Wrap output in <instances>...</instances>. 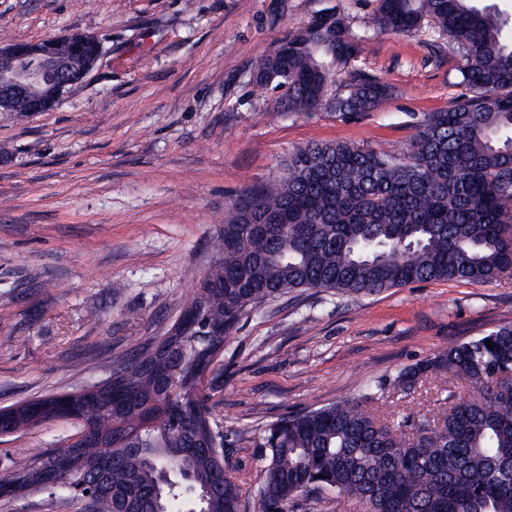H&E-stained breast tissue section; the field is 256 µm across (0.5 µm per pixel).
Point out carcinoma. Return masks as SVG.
Instances as JSON below:
<instances>
[{"label":"carcinoma","instance_id":"carcinoma-1","mask_svg":"<svg viewBox=\"0 0 512 512\" xmlns=\"http://www.w3.org/2000/svg\"><path fill=\"white\" fill-rule=\"evenodd\" d=\"M476 0H377L379 34L426 30L458 56L463 92L423 115L400 154L350 143L297 148L285 173L227 208L215 260L157 344L118 362L112 387L72 397L79 432L101 447L76 448L58 483L55 455L23 456L0 484L38 474L51 495L100 488L93 512H240L242 492L220 457L224 433L201 392L244 316L308 289L378 293L419 282L490 283L512 271V37ZM363 37L322 10L263 57L261 90H283L278 112H372L382 81L349 72ZM494 349H488L485 341ZM136 400L125 404L123 393ZM436 395L437 411L400 404ZM188 399L195 416L175 413ZM17 408L20 426L57 418L53 397ZM256 512H316L336 494L351 512H512V323L452 344L368 386L353 400L289 414L264 430Z\"/></svg>","mask_w":512,"mask_h":512}]
</instances>
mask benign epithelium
Wrapping results in <instances>:
<instances>
[{"mask_svg": "<svg viewBox=\"0 0 512 512\" xmlns=\"http://www.w3.org/2000/svg\"><path fill=\"white\" fill-rule=\"evenodd\" d=\"M102 45L96 35L66 33L50 39L31 42L0 43V59L13 64L0 79V108L32 92L44 90L38 107H49L69 90L86 80L103 62L106 51L93 55L87 50Z\"/></svg>", "mask_w": 512, "mask_h": 512, "instance_id": "7a95c632", "label": "benign epithelium"}]
</instances>
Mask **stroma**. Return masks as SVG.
Segmentation results:
<instances>
[{"label":"stroma","instance_id":"1","mask_svg":"<svg viewBox=\"0 0 512 512\" xmlns=\"http://www.w3.org/2000/svg\"><path fill=\"white\" fill-rule=\"evenodd\" d=\"M377 0H0V42L82 32L102 65L50 111L0 122V409L109 381L153 346L211 265L237 195L312 141L399 153L412 119L462 92L457 54L371 32ZM326 8L365 41L352 69L390 95L374 111H274L257 62ZM512 321V273L342 296L310 289L244 318L204 380L224 464L254 512L258 443L285 414L357 397L453 342ZM57 418L0 436V470L75 437ZM0 512H89L21 493Z\"/></svg>","mask_w":512,"mask_h":512}]
</instances>
